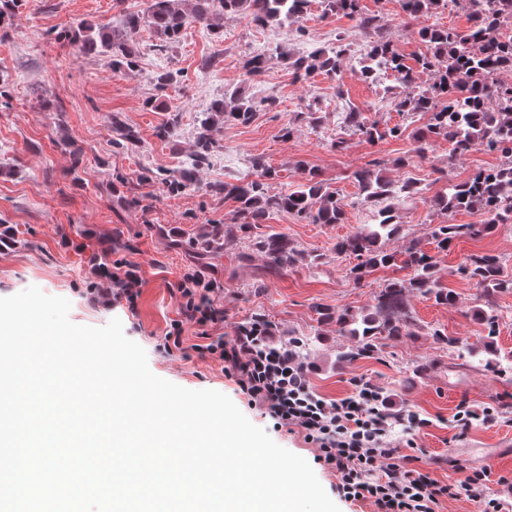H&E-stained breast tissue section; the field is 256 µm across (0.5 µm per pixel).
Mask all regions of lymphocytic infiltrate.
Masks as SVG:
<instances>
[{"label": "lymphocytic infiltrate", "mask_w": 512, "mask_h": 512, "mask_svg": "<svg viewBox=\"0 0 512 512\" xmlns=\"http://www.w3.org/2000/svg\"><path fill=\"white\" fill-rule=\"evenodd\" d=\"M176 291L184 314L172 325L173 345L178 348L183 344L184 321L212 327L223 322L224 311L212 299L217 284L201 275H184ZM196 350L220 364L278 425L303 430L317 446L319 460L335 471L345 499L371 502L374 512H438L444 498H467L483 502L484 512H502L501 503L487 495V470H475L463 480L442 485L419 467L418 456L410 452L413 438L406 442L407 452L389 447L387 435L394 425L407 423L413 434L425 422L415 413L392 415L386 396L374 384L356 378L353 395L338 400L318 395L307 367L286 347L270 343L267 321L240 325L230 342L210 337Z\"/></svg>", "instance_id": "1"}]
</instances>
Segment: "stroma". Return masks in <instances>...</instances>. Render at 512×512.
Wrapping results in <instances>:
<instances>
[{
	"label": "stroma",
	"instance_id": "1",
	"mask_svg": "<svg viewBox=\"0 0 512 512\" xmlns=\"http://www.w3.org/2000/svg\"><path fill=\"white\" fill-rule=\"evenodd\" d=\"M366 11L377 14L388 27L395 49L413 62L425 47L417 36V22L404 19L398 0H362ZM147 0H18L6 18L7 37L0 43V232L18 238L15 246H0V297L28 287L68 298L70 319L79 325L102 326L119 318L125 335L147 352L151 371L191 390L212 389L226 394L255 425L280 446L302 456L312 466L327 494L341 512H374L367 503H350L337 490L335 472L317 459L315 445L300 429L277 427L251 405L234 378L220 365L198 353L165 347L172 321L181 319L176 284L185 273L197 272L219 286L215 299L224 309L216 333L232 338L238 326L264 316L280 342L301 339L305 364L315 392L328 399L345 397L353 378L378 386L392 402V413H417L427 424L416 438L422 450L421 467L445 485L483 468L494 479L488 493L512 512V368H487L484 357H463L457 350L435 343L433 330L478 343L485 330L472 316L482 288L457 273L474 253L501 257L512 271V224L494 232L455 240L448 251H438L431 230L445 219L432 206L434 197L447 193L475 172L502 164L500 153L476 149L449 162L448 142L433 144L427 159L416 158L413 134L424 116L401 114L394 107L400 89L390 76L363 78L359 70L345 69L332 79L323 74L308 81L296 79L276 56V45L293 56L334 42L345 33L352 52L364 47L355 20L323 17L319 0H312L304 16L270 31L242 14L224 17L219 29L187 26L175 46L161 51L147 28L129 44L136 65L114 73L110 54L87 55L72 35L79 23L120 28L123 14L140 12ZM266 57L262 72L246 74L244 65L254 55ZM172 72L179 90H168L166 110L148 107L159 91L154 77ZM241 89L261 99L275 95L277 111L257 113L247 125L225 123L218 133L219 147L208 166L198 172L194 187L168 191L160 178L164 171L187 164L195 149L202 112L226 92ZM319 104L320 122L310 124L308 104ZM355 108L381 125L400 126V137L367 142L340 135L342 112ZM140 138L138 147L116 145L113 113ZM173 125V140H161L156 129ZM292 125L283 138L281 129ZM264 156L275 168L277 189L299 182L297 163L317 168L346 206L341 224H308L285 212L273 214V230L288 235L299 249L319 256L316 265H300L281 273L260 272L240 258L255 229L238 225L234 201L206 192L214 182L253 180L252 156ZM383 162L395 181L414 178L421 192L396 201L401 224L398 236L385 240L388 249L416 241L435 255V276L451 289L454 305L442 306L418 293L408 297L416 333L383 346L381 353L350 364L337 361L347 337L332 322L319 321L316 306L356 312L373 305L377 293L395 270L384 269L361 284L346 278L352 258L336 253V244L364 225L375 223L377 209L366 204L356 169ZM221 225L232 237L216 252L202 253L188 239ZM125 260L137 266L142 280L135 302L113 297L111 279L98 273L94 257ZM426 370L414 374L415 365ZM491 406L495 421L474 422L462 430L455 415L460 405Z\"/></svg>",
	"mask_w": 512,
	"mask_h": 512
}]
</instances>
